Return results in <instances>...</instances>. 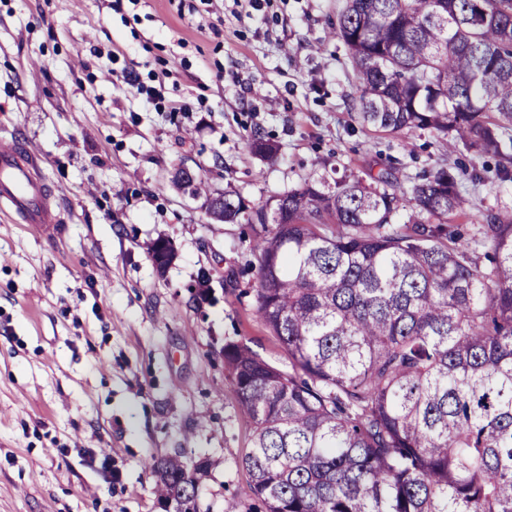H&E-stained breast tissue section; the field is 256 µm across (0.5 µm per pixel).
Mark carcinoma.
I'll list each match as a JSON object with an SVG mask.
<instances>
[{"label":"carcinoma","instance_id":"1","mask_svg":"<svg viewBox=\"0 0 512 512\" xmlns=\"http://www.w3.org/2000/svg\"><path fill=\"white\" fill-rule=\"evenodd\" d=\"M335 35L362 125L435 132L512 179V0H344ZM222 196L211 220L261 227L255 315L292 366L224 346L265 512H512V214L483 225V267L447 225L469 203L445 165L406 189L381 170ZM208 467L152 464L158 500L200 512Z\"/></svg>","mask_w":512,"mask_h":512}]
</instances>
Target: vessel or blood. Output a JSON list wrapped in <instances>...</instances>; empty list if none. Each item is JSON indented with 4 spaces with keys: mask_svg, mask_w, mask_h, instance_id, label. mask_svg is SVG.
Segmentation results:
<instances>
[{
    "mask_svg": "<svg viewBox=\"0 0 512 512\" xmlns=\"http://www.w3.org/2000/svg\"><path fill=\"white\" fill-rule=\"evenodd\" d=\"M0 212L25 224L46 227L59 221L56 206L41 182L37 157L15 142L0 145Z\"/></svg>",
    "mask_w": 512,
    "mask_h": 512,
    "instance_id": "b4317fda",
    "label": "vessel or blood"
}]
</instances>
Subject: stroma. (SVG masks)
<instances>
[{
  "label": "stroma",
  "mask_w": 512,
  "mask_h": 512,
  "mask_svg": "<svg viewBox=\"0 0 512 512\" xmlns=\"http://www.w3.org/2000/svg\"><path fill=\"white\" fill-rule=\"evenodd\" d=\"M341 4L0 0V143L35 152L61 218L49 233L0 215V512H163L148 466L177 453L210 463L200 512H259L224 347L288 367L254 314L261 227L211 221L176 169L257 204L308 177L387 169L405 187L445 164L471 202L465 245L512 213V180L475 152L357 122ZM126 70L184 111H155Z\"/></svg>",
  "instance_id": "stroma-1"
}]
</instances>
